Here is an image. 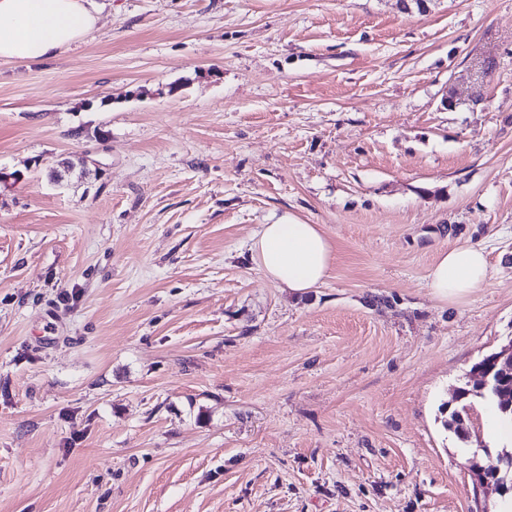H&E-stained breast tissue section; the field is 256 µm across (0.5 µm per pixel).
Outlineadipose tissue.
<instances>
[{"label": "adipose tissue", "mask_w": 512, "mask_h": 512, "mask_svg": "<svg viewBox=\"0 0 512 512\" xmlns=\"http://www.w3.org/2000/svg\"><path fill=\"white\" fill-rule=\"evenodd\" d=\"M94 0H0V59L41 60L68 50L95 27ZM252 262L263 276L293 293L323 284L336 261L332 240L317 224L289 218L263 224L250 241ZM488 278L481 245L463 243L442 251L431 266L433 295L457 302Z\"/></svg>", "instance_id": "ef3b65f1"}]
</instances>
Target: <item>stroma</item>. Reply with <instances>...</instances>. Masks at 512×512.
Masks as SVG:
<instances>
[{"mask_svg": "<svg viewBox=\"0 0 512 512\" xmlns=\"http://www.w3.org/2000/svg\"><path fill=\"white\" fill-rule=\"evenodd\" d=\"M98 2L0 60V512H512L444 425L512 338V0ZM292 216L301 296L248 249ZM249 249L263 276L293 293L323 284L336 261L335 245L322 227L293 216L287 224L260 225ZM488 278V262L481 245L463 243L443 250L428 273L433 295L448 302L472 295Z\"/></svg>", "mask_w": 512, "mask_h": 512, "instance_id": "obj_1", "label": "stroma"}]
</instances>
